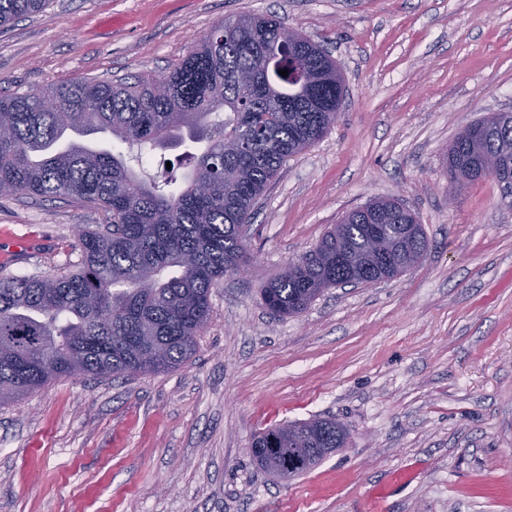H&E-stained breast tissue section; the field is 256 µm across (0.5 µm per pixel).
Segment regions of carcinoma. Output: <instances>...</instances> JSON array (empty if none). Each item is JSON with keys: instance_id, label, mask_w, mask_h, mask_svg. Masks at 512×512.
<instances>
[{"instance_id": "cac0c4a2", "label": "carcinoma", "mask_w": 512, "mask_h": 512, "mask_svg": "<svg viewBox=\"0 0 512 512\" xmlns=\"http://www.w3.org/2000/svg\"><path fill=\"white\" fill-rule=\"evenodd\" d=\"M50 0H0V27ZM288 71L283 77L279 71ZM341 69L321 45L275 18L229 17L168 73L133 81H63L0 95V198L65 197L109 215L81 224L79 258L63 274L0 275V405L52 380L162 373L196 352L210 291L249 259L256 201L288 159L336 123ZM158 84L166 93H155ZM57 101L53 110L42 99ZM106 133L89 147L68 133ZM202 144L181 175L135 171L127 152ZM448 168L491 177L512 207V117L492 113L452 141ZM428 240L396 198L357 207L260 289L271 313L297 315L326 289L408 268ZM333 418L289 422L254 436L258 465L283 478L345 448Z\"/></svg>"}]
</instances>
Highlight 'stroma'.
<instances>
[{
    "instance_id": "35a3bbf8",
    "label": "stroma",
    "mask_w": 512,
    "mask_h": 512,
    "mask_svg": "<svg viewBox=\"0 0 512 512\" xmlns=\"http://www.w3.org/2000/svg\"><path fill=\"white\" fill-rule=\"evenodd\" d=\"M268 14L321 44L338 118L258 199L251 260L211 290L196 353L163 373L54 380L0 405V512H512V209L492 178L448 183L457 132L512 111V0H51L0 30V93L170 71L225 17ZM374 198L413 209L429 246L400 277L325 290L276 317L260 290ZM102 210L0 200L8 273L65 272ZM330 416L346 448L290 480L254 435Z\"/></svg>"
}]
</instances>
